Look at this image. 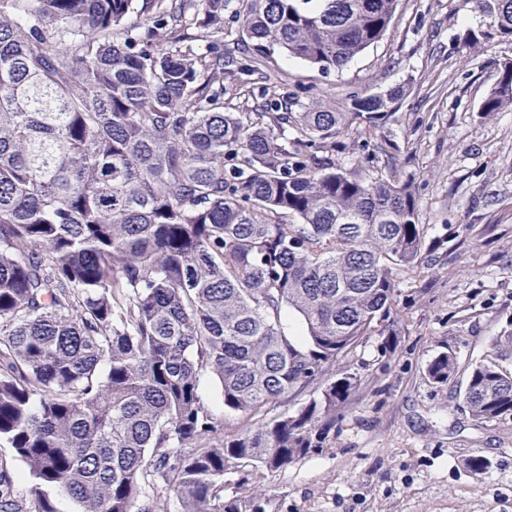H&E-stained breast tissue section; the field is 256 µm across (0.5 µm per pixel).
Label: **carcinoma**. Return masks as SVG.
Listing matches in <instances>:
<instances>
[{
    "instance_id": "carcinoma-1",
    "label": "carcinoma",
    "mask_w": 512,
    "mask_h": 512,
    "mask_svg": "<svg viewBox=\"0 0 512 512\" xmlns=\"http://www.w3.org/2000/svg\"><path fill=\"white\" fill-rule=\"evenodd\" d=\"M400 0H0V512H268L224 477L323 447L360 390L358 346L398 337L401 278L425 269L409 183L336 161L355 119L399 89L243 112L224 76L268 82L273 54L341 70L385 35ZM512 41V0H473ZM242 24L226 56L224 12ZM149 22L141 34L132 15ZM512 107V68L481 103ZM441 352L425 368L454 374ZM220 381L245 417L224 435L198 393ZM294 414L277 412L303 392ZM462 407L512 418V371L472 366ZM6 459L10 463V472L15 481L19 492H24L28 483V473L26 466L18 459L13 457L12 449L5 444L0 445V459Z\"/></svg>"
}]
</instances>
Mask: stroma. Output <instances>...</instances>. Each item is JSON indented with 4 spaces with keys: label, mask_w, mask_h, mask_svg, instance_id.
<instances>
[{
    "label": "stroma",
    "mask_w": 512,
    "mask_h": 512,
    "mask_svg": "<svg viewBox=\"0 0 512 512\" xmlns=\"http://www.w3.org/2000/svg\"><path fill=\"white\" fill-rule=\"evenodd\" d=\"M482 23L472 0H400L383 38L343 70L274 55L275 91L293 112L404 88L379 127L338 135L336 159L412 183L429 253L425 273L401 285L395 353L381 357L374 337L358 347L349 370L364 390L335 434L259 474L270 512H512V420L461 409L470 368L512 332V108L479 110L512 42L470 49L464 36ZM441 352L457 362L442 385L425 373ZM473 457L482 471L468 468Z\"/></svg>",
    "instance_id": "obj_1"
}]
</instances>
